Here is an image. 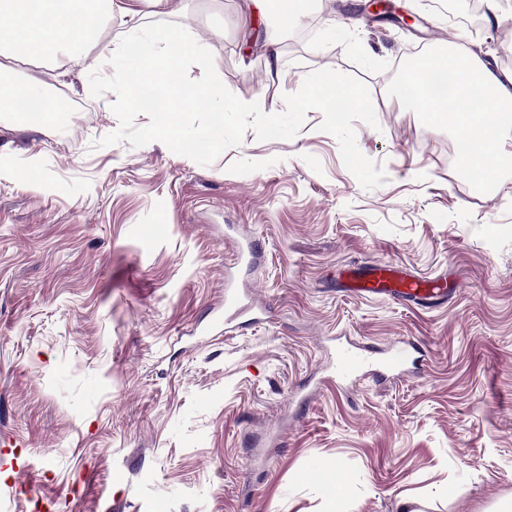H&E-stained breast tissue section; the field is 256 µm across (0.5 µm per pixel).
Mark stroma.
<instances>
[{"label": "stroma", "instance_id": "35a3bbf8", "mask_svg": "<svg viewBox=\"0 0 512 512\" xmlns=\"http://www.w3.org/2000/svg\"><path fill=\"white\" fill-rule=\"evenodd\" d=\"M392 4L410 25L320 0L316 38L291 52L262 0H184L169 16L268 114L312 71L360 78L378 124L355 122L357 143L386 173L372 190L319 111L293 138L250 130L203 166L158 141L100 146L114 93L62 63L14 66L73 109L42 132L0 112V442L19 466L0 470V512H323L313 463L335 469L342 512L512 498V166L476 193L453 130L398 96L423 48L512 68V0L474 33L422 0ZM373 261L442 279L446 303L339 292L341 267ZM229 283L263 304L256 322L218 327ZM334 336L410 339L428 364L340 391Z\"/></svg>", "mask_w": 512, "mask_h": 512}]
</instances>
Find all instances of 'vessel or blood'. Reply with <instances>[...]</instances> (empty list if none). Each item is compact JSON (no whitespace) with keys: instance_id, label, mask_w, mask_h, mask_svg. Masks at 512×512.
I'll return each instance as SVG.
<instances>
[{"instance_id":"b4317fda","label":"vessel or blood","mask_w":512,"mask_h":512,"mask_svg":"<svg viewBox=\"0 0 512 512\" xmlns=\"http://www.w3.org/2000/svg\"><path fill=\"white\" fill-rule=\"evenodd\" d=\"M340 277L346 293L358 297H388L408 301L432 300L446 293L435 280L408 274L399 265L377 262L365 268L345 267ZM422 352L410 341L397 339L388 346H363L345 336L334 339L329 370L337 383L374 375L401 379L421 367Z\"/></svg>"}]
</instances>
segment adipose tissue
I'll return each instance as SVG.
<instances>
[{
  "label": "adipose tissue",
  "instance_id": "adipose-tissue-1",
  "mask_svg": "<svg viewBox=\"0 0 512 512\" xmlns=\"http://www.w3.org/2000/svg\"><path fill=\"white\" fill-rule=\"evenodd\" d=\"M177 8V0H0V57L8 62L44 64L63 60L99 70L115 61L124 62L129 96L140 101L150 92L163 103L160 133L177 142L187 98L208 112L222 114L224 100L216 83L203 79L194 87L180 81L183 63L200 48L179 28L146 25L147 15H165ZM127 26L125 41L112 45L102 40L104 26L112 18ZM445 68L461 72L456 85H428L432 64L417 61L403 77V97L416 105L428 121L452 123L463 146L461 163L481 168L482 178L495 181L499 168L512 164V120L500 121L512 110V70L480 55L464 52L449 56ZM484 91L479 107L466 103L470 79Z\"/></svg>",
  "mask_w": 512,
  "mask_h": 512
}]
</instances>
